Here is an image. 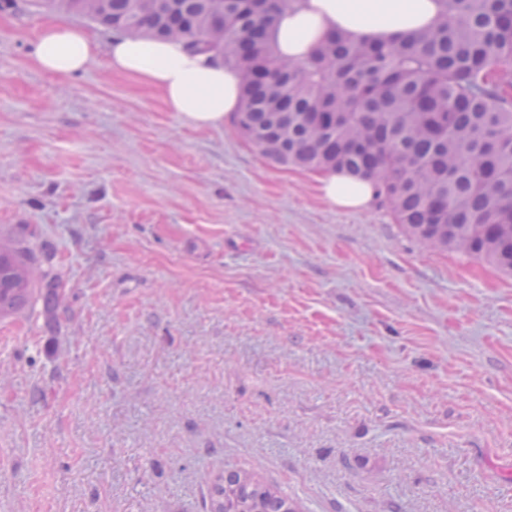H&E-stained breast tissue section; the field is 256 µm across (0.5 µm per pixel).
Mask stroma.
I'll list each match as a JSON object with an SVG mask.
<instances>
[{
  "label": "stroma",
  "mask_w": 512,
  "mask_h": 512,
  "mask_svg": "<svg viewBox=\"0 0 512 512\" xmlns=\"http://www.w3.org/2000/svg\"><path fill=\"white\" fill-rule=\"evenodd\" d=\"M0 6V238L60 273L0 320V512H205L245 469L302 512H512V274L338 208L234 121Z\"/></svg>",
  "instance_id": "obj_1"
}]
</instances>
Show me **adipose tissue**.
<instances>
[{"label":"adipose tissue","mask_w":512,"mask_h":512,"mask_svg":"<svg viewBox=\"0 0 512 512\" xmlns=\"http://www.w3.org/2000/svg\"><path fill=\"white\" fill-rule=\"evenodd\" d=\"M440 14V0H297L278 15L271 38L280 58L299 62L333 33L389 44L433 26ZM101 54L112 71L155 87L169 111L194 125H223L240 109L241 71L181 40L116 31L103 43L82 28L55 23L41 29L31 63L42 72L69 78L86 71ZM320 191L331 204L351 210L367 209L376 193L372 181L344 174L327 175Z\"/></svg>","instance_id":"ef3b65f1"}]
</instances>
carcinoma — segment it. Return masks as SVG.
Instances as JSON below:
<instances>
[{
  "instance_id": "obj_1",
  "label": "carcinoma",
  "mask_w": 512,
  "mask_h": 512,
  "mask_svg": "<svg viewBox=\"0 0 512 512\" xmlns=\"http://www.w3.org/2000/svg\"><path fill=\"white\" fill-rule=\"evenodd\" d=\"M298 0H31L106 29L176 39L243 72V137L272 163L372 179L420 242L512 273V0H441L389 44L328 38L302 63L270 38ZM22 236L0 241V318L63 297ZM205 512H298L247 470L207 481Z\"/></svg>"
}]
</instances>
